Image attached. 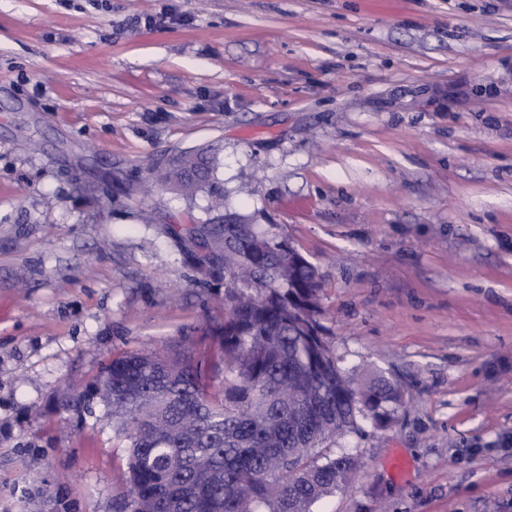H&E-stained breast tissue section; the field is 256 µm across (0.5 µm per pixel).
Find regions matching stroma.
<instances>
[{
    "label": "stroma",
    "instance_id": "stroma-1",
    "mask_svg": "<svg viewBox=\"0 0 512 512\" xmlns=\"http://www.w3.org/2000/svg\"><path fill=\"white\" fill-rule=\"evenodd\" d=\"M206 145L343 366L405 390L313 512H512V0H0V512H117L126 450L62 390L213 355L224 272L171 235L208 196L160 179Z\"/></svg>",
    "mask_w": 512,
    "mask_h": 512
}]
</instances>
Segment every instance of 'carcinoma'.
<instances>
[{
    "mask_svg": "<svg viewBox=\"0 0 512 512\" xmlns=\"http://www.w3.org/2000/svg\"><path fill=\"white\" fill-rule=\"evenodd\" d=\"M162 179L187 197L207 190L216 214L176 240L189 265L203 262L187 238L222 262L224 318L203 335L219 361L191 346L122 352L94 383L71 386L61 408L79 414L96 398L109 409L128 453L118 512H310L357 466L327 442L364 421L391 426L400 387L381 372L357 382L329 344L303 334L308 322L324 329L321 276L288 258L277 234L225 210L204 153L180 154Z\"/></svg>",
    "mask_w": 512,
    "mask_h": 512,
    "instance_id": "obj_1",
    "label": "carcinoma"
}]
</instances>
